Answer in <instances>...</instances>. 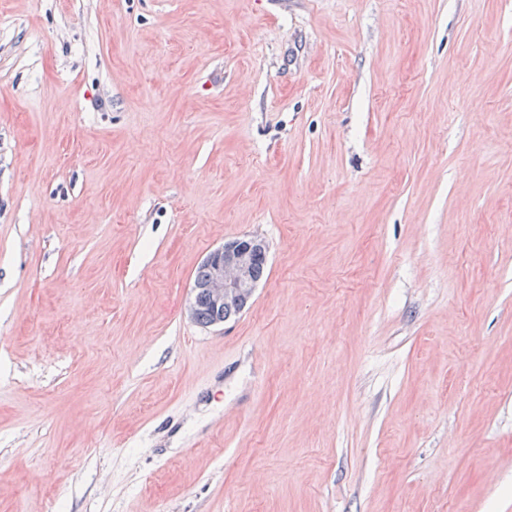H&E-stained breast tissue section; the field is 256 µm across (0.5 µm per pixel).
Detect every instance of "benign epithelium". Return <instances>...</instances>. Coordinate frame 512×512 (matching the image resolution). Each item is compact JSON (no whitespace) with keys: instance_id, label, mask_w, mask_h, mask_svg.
I'll list each match as a JSON object with an SVG mask.
<instances>
[{"instance_id":"7a95c632","label":"benign epithelium","mask_w":512,"mask_h":512,"mask_svg":"<svg viewBox=\"0 0 512 512\" xmlns=\"http://www.w3.org/2000/svg\"><path fill=\"white\" fill-rule=\"evenodd\" d=\"M265 242L256 237H243L225 243L210 252L204 263L210 270L208 279L193 284L191 314H197V301L203 297L211 309L209 325L224 324L227 311L242 312L256 287L251 277L254 259L266 256Z\"/></svg>"}]
</instances>
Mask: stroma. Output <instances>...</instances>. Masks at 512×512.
Listing matches in <instances>:
<instances>
[{"label":"stroma","instance_id":"1","mask_svg":"<svg viewBox=\"0 0 512 512\" xmlns=\"http://www.w3.org/2000/svg\"><path fill=\"white\" fill-rule=\"evenodd\" d=\"M0 512H512V0H0ZM266 251L267 247L262 239L250 236L224 243L222 247L210 252L203 261L208 266L210 275L208 269L201 264L194 276V282L200 283L193 284L192 317L196 319L197 301L200 297L205 298L211 309L210 313L207 304L200 299L197 321L202 325L210 316L206 326L224 325L228 321V317L224 319L228 311L242 312L257 285L251 277L252 265L253 276L260 281L265 274L266 260L256 257L266 258Z\"/></svg>","mask_w":512,"mask_h":512}]
</instances>
